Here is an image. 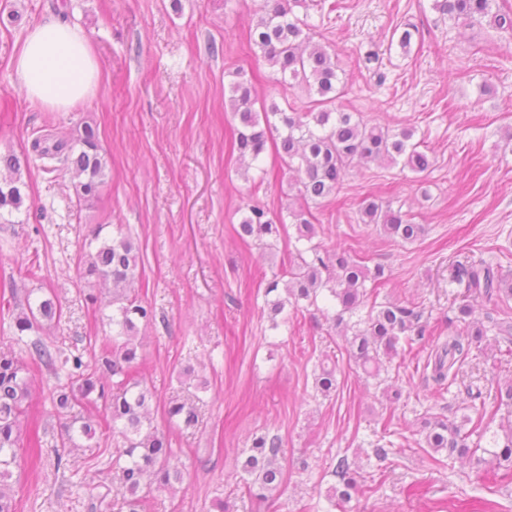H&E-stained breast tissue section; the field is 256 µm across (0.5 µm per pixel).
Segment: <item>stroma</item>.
<instances>
[{"label":"stroma","instance_id":"1","mask_svg":"<svg viewBox=\"0 0 512 512\" xmlns=\"http://www.w3.org/2000/svg\"><path fill=\"white\" fill-rule=\"evenodd\" d=\"M262 0H0V152L28 149L35 132L77 138L97 128L108 161L98 197L79 203L66 169L24 172L20 210L0 220V306L56 293L59 322L43 331L48 344L80 354L85 364L112 334V309L100 287L80 280L76 256L98 225L121 226L139 255L140 295L154 318L142 326L141 377L153 394L152 416L165 431L184 472L175 490L148 500L147 512H329L327 491L348 458L360 483L381 474L377 492L356 494L349 512H429L452 504L475 512L480 499L512 512V482L492 466L435 462L423 421H460L468 387L485 392L512 382V355L487 348L457 380L437 390L423 367L433 343L418 354L399 352L397 375L364 378L333 328L329 295L317 305L286 308L271 319L265 278L287 254L306 250L295 226L270 247L243 241L236 230L247 206L280 213L293 177L274 147L242 171L229 150L238 126L225 93L238 76L259 99L306 108L300 88L281 85L251 49L247 30ZM314 39L336 51L340 99L371 125L411 127L434 159L416 174L384 162L351 170L337 197L311 205L316 243L352 245L368 265L382 264L390 282L379 301L423 308L437 334L461 332L455 261L498 262L512 275V33L492 22L471 28L443 18L432 0H305L297 8ZM66 15L92 36L102 72L93 98L70 112L31 106L10 76L17 43L34 23ZM415 27L410 52L391 42ZM402 208L425 235L392 240L361 223L364 197ZM35 275H27L28 267ZM335 360L337 386L316 392L323 358ZM193 368L209 383L197 393L182 377ZM400 389L390 402L386 387ZM200 395L198 422L169 420L172 398ZM282 441L285 479L268 499L242 495L241 465L256 433ZM21 447L25 468L13 475L17 512H117L110 461L114 441L92 440L54 465L63 431L38 415ZM391 442L386 461L374 455ZM98 484L71 492L84 474Z\"/></svg>","mask_w":512,"mask_h":512}]
</instances>
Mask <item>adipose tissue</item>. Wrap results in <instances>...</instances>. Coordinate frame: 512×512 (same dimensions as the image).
Masks as SVG:
<instances>
[{
	"label": "adipose tissue",
	"instance_id": "adipose-tissue-1",
	"mask_svg": "<svg viewBox=\"0 0 512 512\" xmlns=\"http://www.w3.org/2000/svg\"><path fill=\"white\" fill-rule=\"evenodd\" d=\"M9 68L27 101L49 112L72 111L95 95L101 81L88 33L54 20L26 29Z\"/></svg>",
	"mask_w": 512,
	"mask_h": 512
}]
</instances>
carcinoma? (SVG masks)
I'll use <instances>...</instances> for the list:
<instances>
[{
  "instance_id": "1",
  "label": "carcinoma",
  "mask_w": 512,
  "mask_h": 512,
  "mask_svg": "<svg viewBox=\"0 0 512 512\" xmlns=\"http://www.w3.org/2000/svg\"><path fill=\"white\" fill-rule=\"evenodd\" d=\"M301 0H267V9L249 27L248 42L280 75L279 81L300 87L315 96L306 112H287L276 102L254 109V89L250 81L234 83L225 105L229 106L239 127L231 150L244 170L259 161L265 151L267 133L281 129L276 151L288 171L296 174L291 188L295 194L288 203V218L295 224L297 239L308 242L316 236L305 205L337 196L346 171L354 161L381 162L423 173L431 166V157L414 140L415 130L394 131L368 125L353 112L336 107L341 89L337 87L336 56L329 46L313 41L312 28L293 8ZM432 8L450 20L480 24L486 18L502 31L512 30V11L498 7L495 0H432ZM41 159L57 160L77 178L75 190L80 201L97 197L106 178V161L100 152L94 129L85 126L76 140H56L39 135L31 143ZM30 154H0V210L17 211L23 204V171L29 167ZM360 220L373 224L384 236L413 242L425 234V225L415 224L407 213L375 198L361 203ZM283 215H272L253 205L240 224L239 235L255 241L275 239L284 228ZM103 227L94 233L95 247L81 252L78 272L81 279H93L108 287L112 297L110 321L115 330L100 348L94 366L83 365L81 357H70L58 346L51 347L40 336L44 327L59 316L58 298L49 294L37 304L26 306L13 316L15 344L0 347V512H16L8 481L12 469L22 466L18 454L24 432L31 423L34 375L32 366H43L54 375L67 364V380L56 385L48 411L64 421L63 452L56 455L62 465L65 454L80 447L76 438L92 440L110 437L116 441L112 451V481L124 491L123 512H146V503L155 490L172 489L182 483L183 474L176 463L166 433L153 423V395L136 376L139 323L149 322L153 310L139 296L136 283L138 256L130 236L101 237ZM311 258L297 253V260L281 262V273L273 274L265 288L271 319L281 315L286 305L297 309L306 302L317 303L326 290L340 310L334 326L341 329L350 355L362 372L373 379L387 371L386 364L397 354L400 341L413 344L432 335L429 323L416 306L393 302L379 303L367 292L388 283L390 274L382 265L369 268L348 248L332 250L309 247ZM448 284L463 289L457 306V320L464 331L448 336L438 347L432 363L431 378L436 385L453 383L473 350L481 345H506L512 354V317L495 318L475 314L471 302L481 298L492 301L512 297V279L499 267L486 261L458 262L448 273ZM366 316L357 317L361 308ZM316 384L327 394L336 389V364L321 361ZM169 417L190 427L197 423L196 406L189 401H174ZM485 415L472 419L462 416L457 424L442 419L424 423L425 442L436 453L450 459H467L478 465L491 457L501 478H512V419L501 426L502 434L493 436L490 447L482 446L489 426ZM247 475L244 486L250 495L264 499L279 488L284 479L281 464V438L262 433L252 439L242 464ZM339 485L328 490L331 506L350 502L361 490L347 459L338 461L335 470Z\"/></svg>"
}]
</instances>
